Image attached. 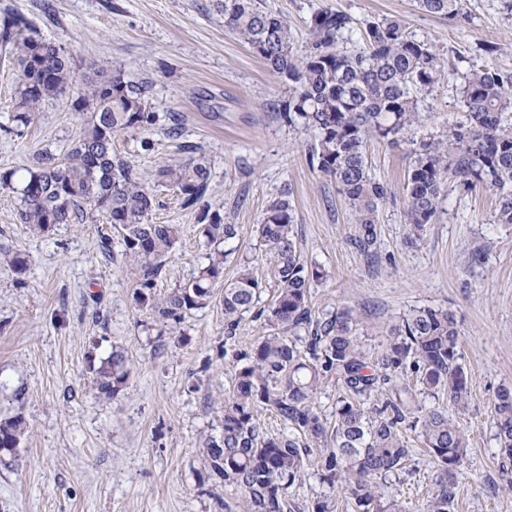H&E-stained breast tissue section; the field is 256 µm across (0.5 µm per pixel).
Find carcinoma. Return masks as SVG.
<instances>
[{
    "label": "carcinoma",
    "instance_id": "1",
    "mask_svg": "<svg viewBox=\"0 0 512 512\" xmlns=\"http://www.w3.org/2000/svg\"><path fill=\"white\" fill-rule=\"evenodd\" d=\"M417 3L430 13L470 19L463 0ZM213 8L224 15L226 28L288 82L283 117L290 126L315 132L310 165L336 184L350 206L357 224L350 244L370 251L377 239L378 202L391 190L370 175L366 146L373 139L396 145L422 124L417 94L431 90L442 72L435 50L410 35L403 20L386 17L367 24L363 48L343 51L338 40L351 18L325 8L313 14L309 42L297 53L288 24L262 10L258 0H215ZM0 44L16 59L15 126L7 132L19 133L34 113L71 90L73 53L12 16L0 21ZM147 93L148 87L126 80L122 63L95 70L76 92L74 108L85 113L86 122L64 158L41 149L28 163L0 170V190L17 194L18 221L35 233L88 215L104 217L120 232L122 252L136 268L135 306L176 326L189 311L210 303L224 274V242L237 236V225L224 223L216 210L200 208L208 263L188 283L155 294L180 227L149 222L155 193L112 147L117 136L154 125ZM461 107L463 121L412 154L403 185L410 244L421 239L437 215L450 173L466 188L480 183L495 191L494 223L512 224V70L469 71ZM158 176L189 209L204 198L210 168L205 159L192 157L160 167ZM258 232L276 261L277 294L270 306L257 308L262 284L248 263L224 283L225 335H236L243 315L253 310L266 334L233 354L241 366L232 393L224 397L223 432L209 437L203 448L213 475L239 495L241 512H292L288 490L311 466L354 512H402L397 499L380 492L379 480L405 471L411 449L404 432L417 429L435 471L429 512H451L469 439L447 410L424 408L419 395L446 393L457 410L467 409L469 380L460 363L453 315L423 308L399 317L385 332L380 357L372 361L349 312L312 321L309 292L323 274L298 253L288 201L269 206ZM92 372L96 390L106 399L128 389V357L120 349H112ZM333 379L344 396L330 422L317 411L316 399ZM264 411L276 414L286 431H263L259 417ZM493 419L502 455L511 460V388L498 393ZM25 430L20 416L0 420V449L15 453Z\"/></svg>",
    "mask_w": 512,
    "mask_h": 512
}]
</instances>
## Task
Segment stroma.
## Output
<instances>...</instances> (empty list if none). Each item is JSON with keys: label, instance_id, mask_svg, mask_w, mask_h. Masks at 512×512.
Returning a JSON list of instances; mask_svg holds the SVG:
<instances>
[{"label": "stroma", "instance_id": "35a3bbf8", "mask_svg": "<svg viewBox=\"0 0 512 512\" xmlns=\"http://www.w3.org/2000/svg\"><path fill=\"white\" fill-rule=\"evenodd\" d=\"M259 3L287 20L298 50L312 15L327 7L352 19L341 49L360 48L367 23L397 16L446 62L439 84L417 96L426 120L413 141L367 144L372 176L393 193L378 207L370 255L349 242L356 224L335 183L309 164L314 132L282 118L287 82L225 28L209 0H0V18L23 17L72 49L76 80L120 61L127 80L150 83L155 124L116 137L113 148L151 184V223L181 228L156 294L184 284L206 262L196 211L157 181L160 166L194 152L210 163L205 204L238 227L224 277L250 262L262 280V305L273 302L277 282L258 227L284 198L303 261L324 273L310 288L313 320L349 309L375 357L398 316L423 308L453 314L469 393L467 409L452 417L470 449L452 512H512L491 414L498 391L512 388V224L495 223L494 191L451 177L436 217L411 245L400 203L414 141L462 121L469 69L512 70V12L503 0H466L471 20L459 24L415 0ZM16 93L13 57L0 48V169L27 163L42 148L65 155L84 126L72 95L46 105L18 137L7 131ZM145 138L150 148H142ZM17 208L16 195L0 191V253L28 261L22 273L0 262V419L19 415L27 426L17 454L0 458V512H238L234 491L208 467L204 440L221 432V404L237 368L231 353L262 336V322L246 313L227 338L219 284L179 326L155 321L134 304L137 277L111 225L87 219L36 235L19 223ZM115 347L130 358L129 387L106 400L92 386L90 366ZM406 440L407 470L386 492L403 512H426L434 469L416 432ZM475 476L485 490L472 484Z\"/></svg>", "mask_w": 512, "mask_h": 512}]
</instances>
